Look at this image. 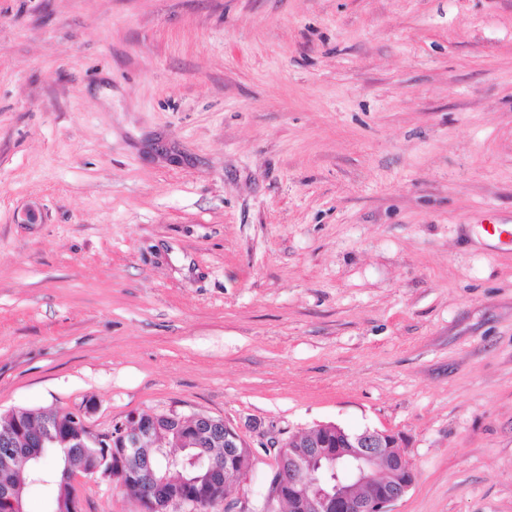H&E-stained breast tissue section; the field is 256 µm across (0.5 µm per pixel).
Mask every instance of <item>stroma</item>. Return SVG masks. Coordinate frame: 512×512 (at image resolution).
<instances>
[{"label": "stroma", "instance_id": "1", "mask_svg": "<svg viewBox=\"0 0 512 512\" xmlns=\"http://www.w3.org/2000/svg\"><path fill=\"white\" fill-rule=\"evenodd\" d=\"M40 407L224 419L250 512L323 422L402 438L393 512H512V0H0V413Z\"/></svg>", "mask_w": 512, "mask_h": 512}]
</instances>
